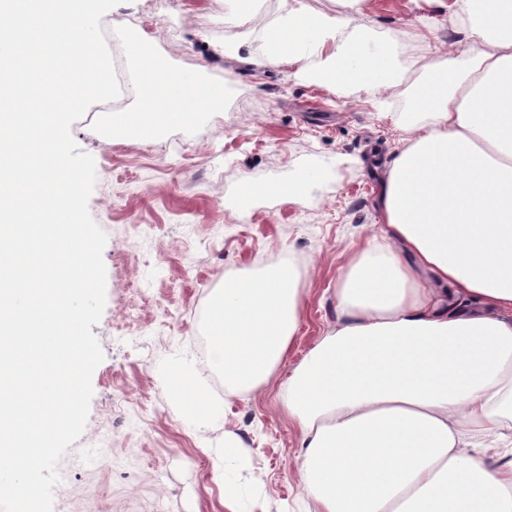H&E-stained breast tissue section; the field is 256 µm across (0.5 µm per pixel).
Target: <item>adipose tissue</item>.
Masks as SVG:
<instances>
[{
  "mask_svg": "<svg viewBox=\"0 0 512 512\" xmlns=\"http://www.w3.org/2000/svg\"><path fill=\"white\" fill-rule=\"evenodd\" d=\"M459 11L469 48L404 125L380 185L388 235L349 260L335 327L278 374L302 314L287 258L233 279L206 317L225 396L276 383L309 512H512V0ZM403 46L319 12L265 32L254 60L376 93L401 79Z\"/></svg>",
  "mask_w": 512,
  "mask_h": 512,
  "instance_id": "obj_1",
  "label": "adipose tissue"
}]
</instances>
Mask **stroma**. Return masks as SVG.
Instances as JSON below:
<instances>
[{"label": "stroma", "mask_w": 512, "mask_h": 512, "mask_svg": "<svg viewBox=\"0 0 512 512\" xmlns=\"http://www.w3.org/2000/svg\"><path fill=\"white\" fill-rule=\"evenodd\" d=\"M453 0H269L264 11L229 0H123L101 19L105 34L143 45L158 75L198 79L238 100L198 108L143 137L125 115L90 107L71 126L93 156L88 208L107 235L106 306L91 331L104 359L92 377L89 416L59 463L53 512H229L236 485L254 512H305L300 434L276 398L224 395V369L204 313L226 281L260 272L259 256L295 260L303 316L283 369L297 364L337 317V290L354 250L387 235L378 187L402 149L399 107L421 98L449 55L466 50ZM341 11L364 34L399 30L411 69L373 96L308 78L297 65L257 67L225 58L288 13ZM155 16L152 30L124 27ZM239 469L213 479L225 447Z\"/></svg>", "instance_id": "obj_1"}]
</instances>
